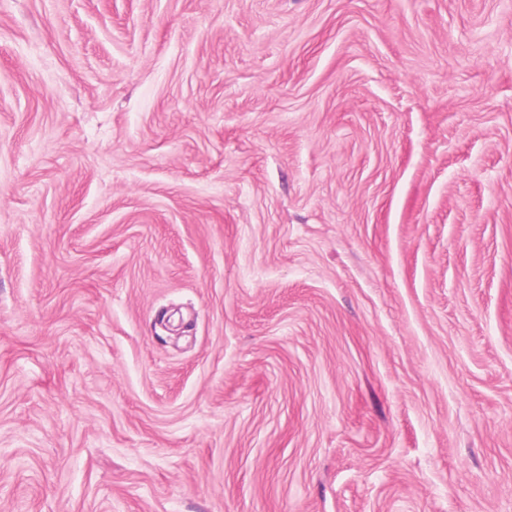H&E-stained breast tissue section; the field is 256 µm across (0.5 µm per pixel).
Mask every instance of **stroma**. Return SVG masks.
<instances>
[{"instance_id":"1","label":"stroma","mask_w":512,"mask_h":512,"mask_svg":"<svg viewBox=\"0 0 512 512\" xmlns=\"http://www.w3.org/2000/svg\"><path fill=\"white\" fill-rule=\"evenodd\" d=\"M0 512H512V0H0Z\"/></svg>"}]
</instances>
